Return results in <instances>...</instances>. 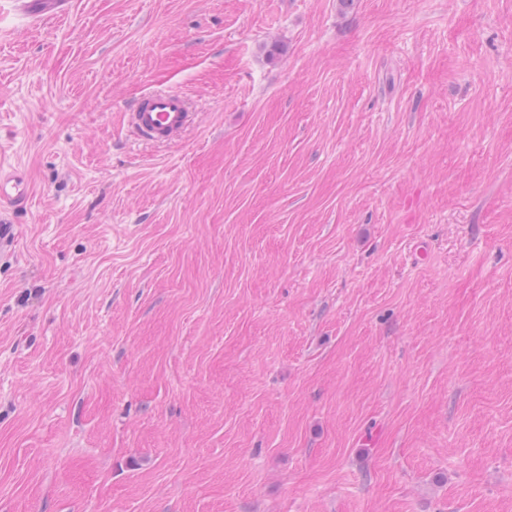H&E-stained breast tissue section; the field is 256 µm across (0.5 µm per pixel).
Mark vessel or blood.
Here are the masks:
<instances>
[{"label":"vessel or blood","mask_w":512,"mask_h":512,"mask_svg":"<svg viewBox=\"0 0 512 512\" xmlns=\"http://www.w3.org/2000/svg\"><path fill=\"white\" fill-rule=\"evenodd\" d=\"M71 0H13L12 7L21 18L51 20L68 12ZM187 98L180 92L145 93L128 115V122L141 140L152 143L174 141L192 123ZM29 186L25 177L0 166V214H6L26 202Z\"/></svg>","instance_id":"b4317fda"}]
</instances>
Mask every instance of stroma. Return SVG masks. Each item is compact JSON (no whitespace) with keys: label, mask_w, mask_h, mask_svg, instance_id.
Masks as SVG:
<instances>
[{"label":"stroma","mask_w":512,"mask_h":512,"mask_svg":"<svg viewBox=\"0 0 512 512\" xmlns=\"http://www.w3.org/2000/svg\"><path fill=\"white\" fill-rule=\"evenodd\" d=\"M0 164V512H512V0L7 7ZM70 0H14L12 7L21 18L30 21L51 20L68 12ZM192 121L187 98L174 90L147 92L133 112H128V123L136 134L152 143L174 141ZM29 197V186L26 178L19 172L5 170L0 165V256L6 257L14 252L17 240L16 224H7L3 218L9 210L26 202Z\"/></svg>","instance_id":"35a3bbf8"}]
</instances>
